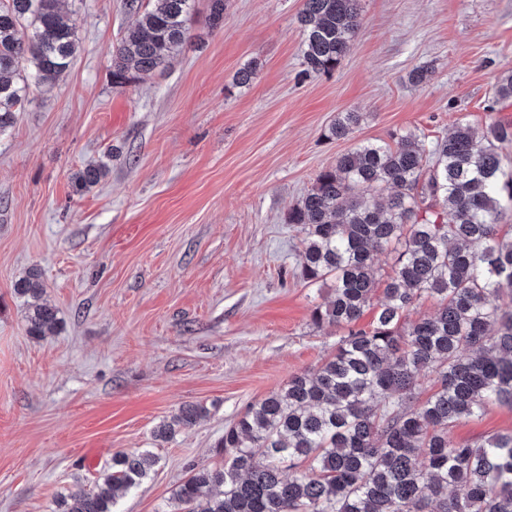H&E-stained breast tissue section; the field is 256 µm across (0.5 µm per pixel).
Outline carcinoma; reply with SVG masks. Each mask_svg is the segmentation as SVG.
Wrapping results in <instances>:
<instances>
[{
    "label": "carcinoma",
    "mask_w": 512,
    "mask_h": 512,
    "mask_svg": "<svg viewBox=\"0 0 512 512\" xmlns=\"http://www.w3.org/2000/svg\"><path fill=\"white\" fill-rule=\"evenodd\" d=\"M196 0H153L112 55V83L164 68L190 39ZM308 74L333 70L362 27L360 0H305L299 16ZM77 48L59 0H0V134L31 86L55 85ZM494 97L512 100V69ZM360 112H342L327 138L345 139ZM105 164L75 177L100 183ZM512 125L482 134L460 120L430 148L412 131L358 144L320 171L288 223L304 234L306 282H331L314 324L343 331L318 367L292 376L224 428V466L189 465L175 492L181 512H512V432L452 444L461 419L512 408ZM395 251L391 271L374 255ZM32 268L14 284L35 300L27 332L42 339L58 310ZM436 311L415 322L425 297ZM372 323L359 326L369 308ZM434 375L420 399V376ZM207 413L180 406L155 431L167 442ZM158 463L149 450L117 451L94 486L61 498L60 512H114ZM295 471L285 475V469Z\"/></svg>",
    "instance_id": "carcinoma-1"
}]
</instances>
